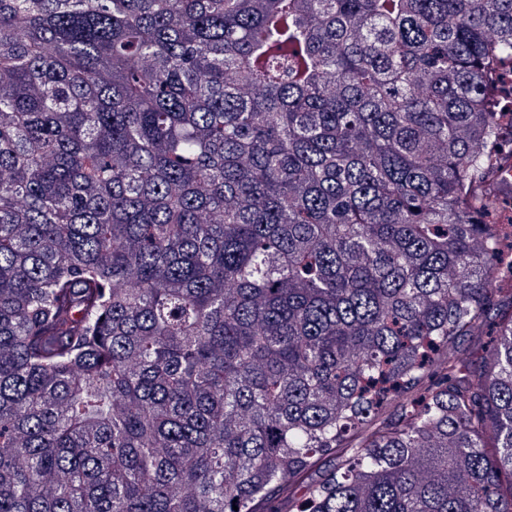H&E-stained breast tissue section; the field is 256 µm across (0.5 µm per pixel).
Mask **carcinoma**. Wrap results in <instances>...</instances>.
<instances>
[{"label":"carcinoma","mask_w":512,"mask_h":512,"mask_svg":"<svg viewBox=\"0 0 512 512\" xmlns=\"http://www.w3.org/2000/svg\"><path fill=\"white\" fill-rule=\"evenodd\" d=\"M512 0H0V512H512ZM498 318L492 316L483 326L469 336H464L456 348L451 352L462 356L474 364L479 363L486 356V351L490 346L492 339L496 334V325ZM367 432L368 429L359 426L350 432L339 448H336V454L333 452L315 457L311 468L303 478L285 482V489L280 498L273 503V508L277 511L288 512V499H303L307 494L309 486L323 480L332 470L335 457L344 455L346 449L355 446Z\"/></svg>","instance_id":"carcinoma-1"}]
</instances>
